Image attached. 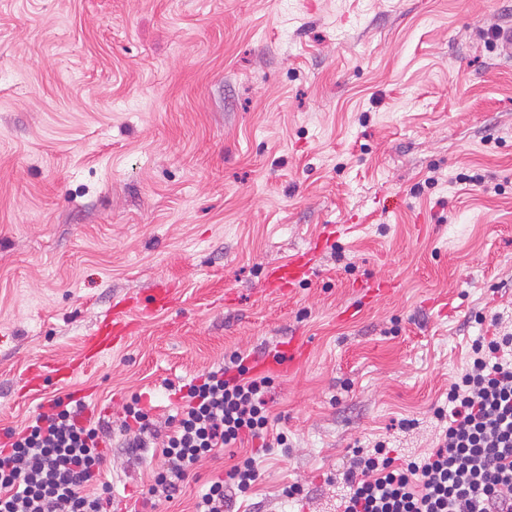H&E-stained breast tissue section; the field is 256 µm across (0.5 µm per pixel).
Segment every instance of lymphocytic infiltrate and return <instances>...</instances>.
<instances>
[{
  "mask_svg": "<svg viewBox=\"0 0 512 512\" xmlns=\"http://www.w3.org/2000/svg\"><path fill=\"white\" fill-rule=\"evenodd\" d=\"M240 353L203 374L181 396L163 462L140 495L143 505L172 500L200 460L246 439L285 446L270 435L271 377L251 378ZM72 397L56 398L21 431H6L0 448V512H112L102 481L109 432L83 418ZM439 431L422 457L397 460L385 442L355 455L342 480V512H512V334L476 339L469 363L433 410ZM258 476L255 456L210 484L195 512H227Z\"/></svg>",
  "mask_w": 512,
  "mask_h": 512,
  "instance_id": "lymphocytic-infiltrate-1",
  "label": "lymphocytic infiltrate"
}]
</instances>
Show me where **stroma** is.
<instances>
[{
  "mask_svg": "<svg viewBox=\"0 0 512 512\" xmlns=\"http://www.w3.org/2000/svg\"><path fill=\"white\" fill-rule=\"evenodd\" d=\"M510 24L512 0H0V444L87 393L130 512L159 462L125 447L131 397L165 431L172 387L293 340L269 370L288 445L237 512H340L328 477L354 450L428 452L472 340L495 316L512 333V60L488 39ZM328 224L347 231L315 274L264 288ZM161 282L171 304L111 354L26 390ZM231 463L202 459L157 512H194Z\"/></svg>",
  "mask_w": 512,
  "mask_h": 512,
  "instance_id": "obj_1",
  "label": "stroma"
}]
</instances>
